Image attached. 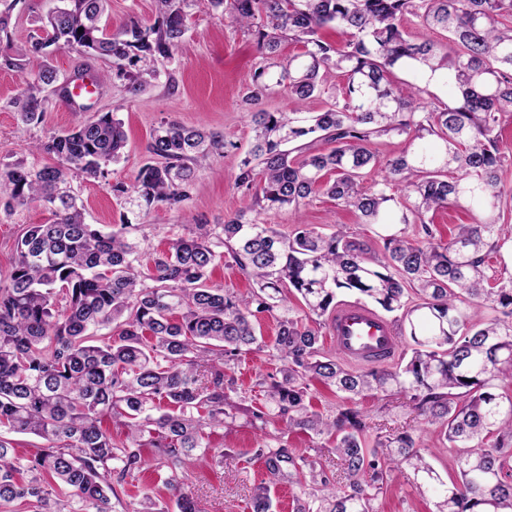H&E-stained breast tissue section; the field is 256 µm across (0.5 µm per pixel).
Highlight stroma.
<instances>
[{
    "label": "stroma",
    "mask_w": 512,
    "mask_h": 512,
    "mask_svg": "<svg viewBox=\"0 0 512 512\" xmlns=\"http://www.w3.org/2000/svg\"><path fill=\"white\" fill-rule=\"evenodd\" d=\"M58 4L59 0H16L10 12L9 33L0 34V54L8 47L26 45L42 20ZM155 18V0H110L104 21L108 30L114 32L129 21L145 26L152 24ZM259 61L260 54L247 33L231 25L221 13L195 9L173 58L157 62L158 76L143 90L131 94L122 85L103 83L90 100L88 109L82 112L61 108L56 97H49L43 120L36 126L23 125L12 106L28 79L27 73L0 67V168L19 160L30 164L48 163V156L31 154V142L47 139L74 127L79 121L97 118L101 113H117L127 134L121 159L109 165L106 177L76 174L71 180L72 190L83 202L86 223L107 230L115 224H131L136 237H147L151 251L168 249L172 241L187 235L192 219L220 224L248 204L247 197L235 184V176L252 136L242 118L247 110L242 96ZM344 83L343 76H332L324 92L304 101L276 89L262 99L260 106L269 112H319L335 102ZM164 120L219 132L227 147L224 153L202 163L184 209L159 204L140 210L115 197L112 185L133 182L139 168L149 159L146 147L150 134ZM50 219L49 211L39 201L28 202L9 215L0 210V283L8 281L18 238L29 225L44 224ZM265 221L285 234L298 221L326 233L344 226L366 242L373 255H381L383 251L372 225L361 223L357 214L337 206L323 194L309 198L296 213L286 208L268 212ZM277 366L268 352L256 350L242 355L232 367L231 374L238 388L233 400L240 410L232 424L212 429L209 434L211 447L226 453L221 465H214L207 457L190 459L188 477L175 494L164 484L168 469L161 466L152 449H144L139 469L116 488L117 496L111 501L114 512H138L147 496L151 497L157 512H178L175 502L180 493L194 499L198 512H251V497L262 483L270 488L274 512H296L302 490L289 483L285 476L271 475L263 459L256 455L257 449L269 445L314 456L329 479L338 480L337 457L330 438L288 426L285 419L277 415L261 420L253 418V410L264 403L258 382L275 372ZM309 401L313 410L325 415L337 414L348 404H355L368 417L365 441L370 448L375 445L379 429L409 431L422 455L441 477H455L456 449L450 448L433 430L422 429L409 394L385 397L368 392L350 403L315 384L310 389Z\"/></svg>",
    "instance_id": "obj_1"
}]
</instances>
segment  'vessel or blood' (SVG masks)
Returning <instances> with one entry per match:
<instances>
[{"label":"vessel or blood","mask_w":512,"mask_h":512,"mask_svg":"<svg viewBox=\"0 0 512 512\" xmlns=\"http://www.w3.org/2000/svg\"><path fill=\"white\" fill-rule=\"evenodd\" d=\"M330 330L337 353L355 364L371 365L389 359L398 348L393 326L358 303L338 307L331 317Z\"/></svg>","instance_id":"1"}]
</instances>
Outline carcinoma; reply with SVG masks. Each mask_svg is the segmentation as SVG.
I'll list each match as a JSON object with an SVG mask.
<instances>
[{"instance_id": "cac0c4a2", "label": "carcinoma", "mask_w": 512, "mask_h": 512, "mask_svg": "<svg viewBox=\"0 0 512 512\" xmlns=\"http://www.w3.org/2000/svg\"><path fill=\"white\" fill-rule=\"evenodd\" d=\"M60 2L30 44L3 59L34 74L13 100L24 125L41 123L47 89L70 96L47 48L112 61V77L135 93L156 77L158 59L173 57L195 7L222 10L261 52L246 103L268 94L273 68L275 85L299 100L321 92L332 73L345 84L321 112L245 113L253 142L235 182L251 193L249 206L222 224H194L149 266L141 243L127 236L131 225L105 233L85 223L69 186L72 173L104 177L121 158L126 135L114 113L37 143L34 152L53 164L0 170L5 213L39 200L55 217L28 226L0 284V505L112 512L114 484L138 469L144 448L155 449L170 470L166 486L178 492L193 452L218 458L205 428L234 418L235 380L224 365L268 346L253 318L280 310L268 347L281 379L270 375L268 403L288 425L334 437L346 479L332 486L309 456L258 449L270 473L287 466L297 484L321 485L299 512H373L394 471L433 500L434 512H512V394L501 390L512 379V275L486 272L512 233L503 211L512 199L504 177L512 143L501 133L512 116V0H156L152 25L132 20L114 33L101 25L107 0ZM409 15L446 33L447 43L411 38ZM329 27L347 42L330 41L322 33ZM285 40L298 52L281 62ZM448 86L456 96L445 102L433 88ZM393 134L408 148L382 160L376 140ZM224 148L217 132L164 121L146 147L152 160L112 193L138 207L182 209L197 165ZM319 193L381 227L383 255L370 256L342 228L326 234L297 224L282 234L262 218ZM448 206L473 222L445 241L432 214ZM391 223L419 225L421 239L390 231ZM221 263L238 266L256 289L244 296L210 286ZM285 288L298 294L303 315ZM343 294L392 315L411 346L405 365L353 372L323 351L320 318ZM111 325L116 333L100 334ZM313 379L353 396L411 394L426 427L459 449L458 477L443 480L407 431L380 434L367 448L364 412L325 418L310 409ZM112 419L127 428L120 447L104 425ZM7 433L43 446L17 465ZM251 509L272 512L267 485L256 487Z\"/></svg>"}]
</instances>
